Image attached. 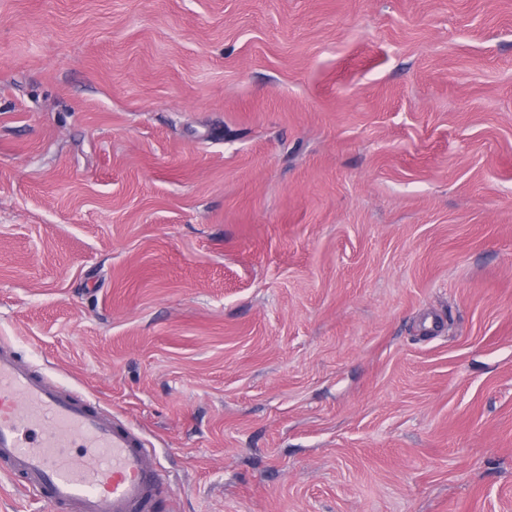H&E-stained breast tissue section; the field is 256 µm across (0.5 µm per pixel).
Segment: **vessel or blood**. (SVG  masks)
I'll return each instance as SVG.
<instances>
[{
  "mask_svg": "<svg viewBox=\"0 0 512 512\" xmlns=\"http://www.w3.org/2000/svg\"><path fill=\"white\" fill-rule=\"evenodd\" d=\"M0 462L63 512H151L153 454L131 425L0 345Z\"/></svg>",
  "mask_w": 512,
  "mask_h": 512,
  "instance_id": "b4317fda",
  "label": "vessel or blood"
}]
</instances>
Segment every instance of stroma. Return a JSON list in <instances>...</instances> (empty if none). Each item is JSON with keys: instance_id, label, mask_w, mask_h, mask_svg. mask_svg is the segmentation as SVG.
<instances>
[{"instance_id": "obj_1", "label": "stroma", "mask_w": 512, "mask_h": 512, "mask_svg": "<svg viewBox=\"0 0 512 512\" xmlns=\"http://www.w3.org/2000/svg\"><path fill=\"white\" fill-rule=\"evenodd\" d=\"M0 342L152 512H512V0H0Z\"/></svg>"}]
</instances>
